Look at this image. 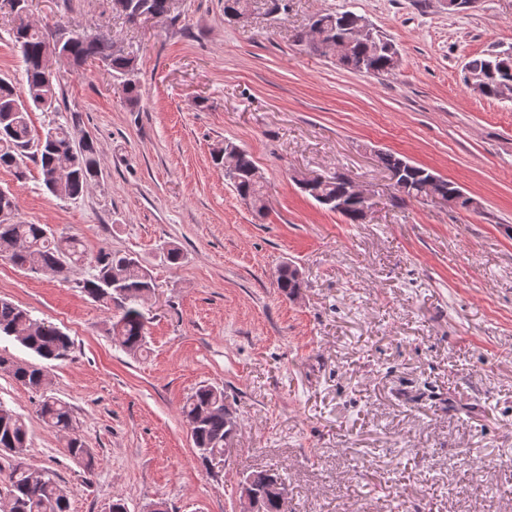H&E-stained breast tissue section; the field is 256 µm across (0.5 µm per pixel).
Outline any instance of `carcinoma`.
<instances>
[{
    "label": "carcinoma",
    "instance_id": "obj_1",
    "mask_svg": "<svg viewBox=\"0 0 512 512\" xmlns=\"http://www.w3.org/2000/svg\"><path fill=\"white\" fill-rule=\"evenodd\" d=\"M15 14L13 30L15 44L24 64L25 96L17 94L15 87L0 79V168L13 171L18 179L25 177L26 160L34 159L40 166L42 184L51 194L74 199L82 195L89 183L99 177V147L91 139L75 141L69 126H55L52 140H40L32 135L29 112L34 109L55 108L58 100L59 80L46 70V56L56 51L67 56L69 62L80 66L97 61L124 78L125 101L136 106L140 100L138 82L134 79L137 56L133 53L117 55L109 40L87 34L69 36L57 41L62 24L52 30L31 20L27 13V0H10ZM130 12H140L147 20L163 25L172 24L171 0H129ZM315 23L327 30L333 39L345 36L354 24V12L324 10L313 17ZM397 49L387 37L380 44L352 43L339 59L341 65L357 72L382 75L395 69ZM463 81L477 85L486 98L497 97L498 88L512 83V55L487 53L471 57L465 64ZM234 160L233 172L224 178L238 196L258 216L268 211L269 200L264 184L255 182L251 174L256 169L248 151L231 143L216 150L214 161L224 165V157ZM377 163L385 170L401 173L406 185V198L424 200L428 197L426 182L435 176L431 170L410 163L395 152H380ZM338 173L312 181L304 192L330 211H336V198L345 193L343 178ZM8 214L0 216V256H6L15 265L36 272L49 270L63 277L77 269L87 270L78 282L93 301L117 314L106 328L107 335L127 353H136L145 345V325L139 305L145 296L154 292L149 271L138 257L101 250L90 255L80 238L75 235H56L43 224H31L14 219L17 210L15 197L4 203ZM277 288L287 295H295L304 286L301 271L290 265L278 270ZM14 337L24 347L46 360L63 359L69 355L73 342L55 325L39 321L29 311L8 298H0V335ZM0 370L10 372L22 385L40 393L37 414L48 427L69 434L70 455L93 466L91 450L86 447L75 429L73 410L69 403L48 391V382L41 368L18 363L0 355ZM182 414L192 426V441L199 464L210 470V461L224 456V442L235 435L237 423L224 417V390L212 385H201L182 406ZM28 448V427L14 410L0 403V452L15 456ZM252 480L259 496L258 512H288L281 504L277 484L281 476L271 470L252 471L242 480ZM0 489L8 512H70L67 496L59 488L55 473L47 468L31 467L23 461L9 465Z\"/></svg>",
    "mask_w": 512,
    "mask_h": 512
}]
</instances>
